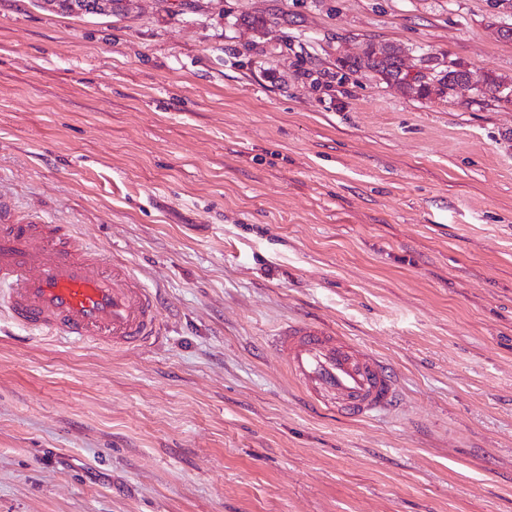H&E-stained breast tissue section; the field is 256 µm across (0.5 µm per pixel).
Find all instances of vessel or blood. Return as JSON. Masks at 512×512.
<instances>
[{
    "mask_svg": "<svg viewBox=\"0 0 512 512\" xmlns=\"http://www.w3.org/2000/svg\"><path fill=\"white\" fill-rule=\"evenodd\" d=\"M0 309L17 324L74 345L115 350L147 342L158 323L157 296L126 263L100 254L39 211L0 196ZM311 403L345 419L394 409L399 387L377 355L308 321L281 327L270 341Z\"/></svg>",
    "mask_w": 512,
    "mask_h": 512,
    "instance_id": "b4317fda",
    "label": "vessel or blood"
}]
</instances>
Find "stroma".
<instances>
[{
    "label": "stroma",
    "instance_id": "obj_1",
    "mask_svg": "<svg viewBox=\"0 0 512 512\" xmlns=\"http://www.w3.org/2000/svg\"><path fill=\"white\" fill-rule=\"evenodd\" d=\"M247 16L267 19L247 30ZM494 0H0V194L160 295L147 347L0 313V512H512V106L340 69L365 43L512 80ZM321 322L397 413L304 402ZM270 344L315 406L352 421L394 409L399 387L393 370L334 330L308 321L290 322Z\"/></svg>",
    "mask_w": 512,
    "mask_h": 512
}]
</instances>
